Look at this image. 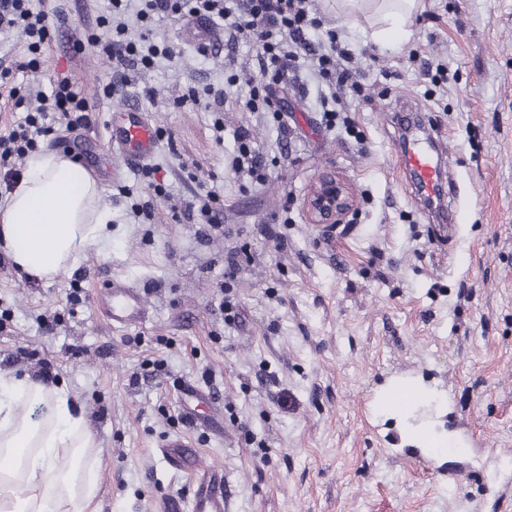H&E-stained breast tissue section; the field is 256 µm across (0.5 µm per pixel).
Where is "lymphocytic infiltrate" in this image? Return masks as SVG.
<instances>
[{
  "instance_id": "obj_1",
  "label": "lymphocytic infiltrate",
  "mask_w": 512,
  "mask_h": 512,
  "mask_svg": "<svg viewBox=\"0 0 512 512\" xmlns=\"http://www.w3.org/2000/svg\"><path fill=\"white\" fill-rule=\"evenodd\" d=\"M173 15L222 21L226 45L244 40L257 43L255 77L244 101L248 111H271L275 86L301 66L328 89L321 101V123L326 130L336 127L337 105L359 91V70L352 64L351 51L337 42L335 33L319 37L321 20L313 14L312 0H108L95 24L85 28L82 43L73 44L72 49L80 51L87 43L111 61L118 77L103 92L110 97L123 94L128 85L126 71L147 70L175 57L174 44L157 37L152 29L157 18ZM54 31L49 13L36 8L33 0H0V37L15 33L24 37L29 53L25 69L45 68V51ZM50 85V94L35 97L15 85L10 68L0 69V96L26 111L15 127L0 132V181L5 186H12L19 177L18 161L36 149L40 138L61 127L75 132L89 124V102L72 76L54 74ZM234 140L230 169L250 183L264 184L267 159L254 147L248 128L238 127Z\"/></svg>"
}]
</instances>
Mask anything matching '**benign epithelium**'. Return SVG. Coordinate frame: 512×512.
<instances>
[{
  "mask_svg": "<svg viewBox=\"0 0 512 512\" xmlns=\"http://www.w3.org/2000/svg\"><path fill=\"white\" fill-rule=\"evenodd\" d=\"M303 207L309 223L330 226L344 223L355 209L356 200L336 172L327 171L311 185Z\"/></svg>",
  "mask_w": 512,
  "mask_h": 512,
  "instance_id": "benign-epithelium-1",
  "label": "benign epithelium"
}]
</instances>
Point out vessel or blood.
<instances>
[{"label": "vessel or blood", "instance_id": "obj_1", "mask_svg": "<svg viewBox=\"0 0 512 512\" xmlns=\"http://www.w3.org/2000/svg\"><path fill=\"white\" fill-rule=\"evenodd\" d=\"M113 162L109 171L113 178L122 177L127 170L147 164L159 149L157 130L138 107L126 104L111 111L107 121ZM86 169L99 166L98 142L89 134L81 135L75 143ZM403 160L415 179L419 192L437 198L442 194V173L434 142L411 139ZM99 316L113 327H128L147 321L149 310L141 288L120 278L109 280L96 293ZM163 460L178 471L188 470L195 476L190 501L172 496L162 504V512H225L224 472L203 464L196 449L181 437L164 440L158 447Z\"/></svg>", "mask_w": 512, "mask_h": 512}]
</instances>
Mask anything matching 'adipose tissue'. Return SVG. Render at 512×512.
I'll use <instances>...</instances> for the list:
<instances>
[{"instance_id": "obj_1", "label": "adipose tissue", "mask_w": 512, "mask_h": 512, "mask_svg": "<svg viewBox=\"0 0 512 512\" xmlns=\"http://www.w3.org/2000/svg\"><path fill=\"white\" fill-rule=\"evenodd\" d=\"M69 157L34 155L12 190L0 199V251L28 280L69 275L90 246L112 237V209L91 177L73 182ZM24 397L38 417L17 413ZM94 437L66 390L31 376L0 374V512H93L97 475L56 465L59 449L89 448ZM23 476L25 495L15 491Z\"/></svg>"}]
</instances>
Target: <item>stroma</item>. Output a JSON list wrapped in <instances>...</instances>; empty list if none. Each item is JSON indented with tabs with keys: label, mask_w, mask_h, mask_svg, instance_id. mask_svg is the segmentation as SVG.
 <instances>
[{
	"label": "stroma",
	"mask_w": 512,
	"mask_h": 512,
	"mask_svg": "<svg viewBox=\"0 0 512 512\" xmlns=\"http://www.w3.org/2000/svg\"><path fill=\"white\" fill-rule=\"evenodd\" d=\"M42 6L59 14L48 65L83 88L88 133L106 139L108 113L128 103L163 135L153 163L165 197L135 171L114 182L97 175L112 238L73 276L31 282L0 261V373L45 371L68 390L96 439L79 458L99 474L96 512L190 500L193 474L157 453L173 436L223 468L226 512H512V0H419L405 37L385 43L374 37L375 9L347 16L316 0L324 30L361 72L360 96L343 103L360 138L321 127L324 90L300 71L297 88L280 91L281 122L227 106L220 143L212 113L178 99L191 82L223 87L251 66L254 45L217 40L203 53L183 40L181 20L157 19L176 57L131 72L127 95L106 98L111 63L70 50L104 0ZM240 125L271 159L266 184L245 191L228 167ZM412 133L440 137L456 187L445 203L458 223H437L414 194L401 157ZM329 169L357 205L324 228L308 222L302 200ZM203 188L223 214V232L208 237L173 217ZM145 201L151 218L135 220L131 205ZM267 224L285 245L261 234ZM243 246L226 279L225 257ZM113 276L143 290L146 323L100 319L96 290ZM223 295L236 304L235 323L217 311ZM42 315L59 316L53 331L39 327ZM402 374L438 392L440 427L467 453L419 459L402 445L377 406L379 387ZM186 381L210 392L217 425L185 415Z\"/></svg>",
	"instance_id": "35a3bbf8"
}]
</instances>
